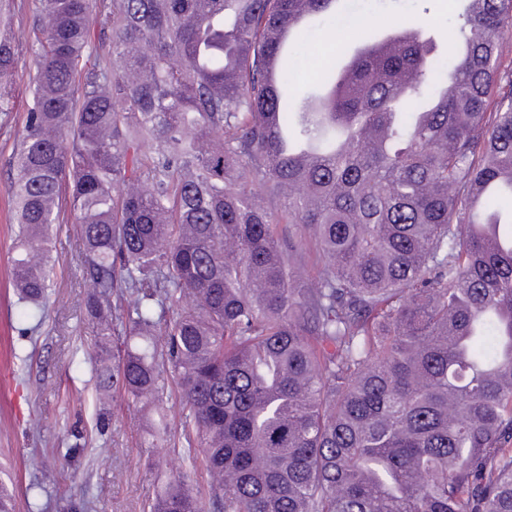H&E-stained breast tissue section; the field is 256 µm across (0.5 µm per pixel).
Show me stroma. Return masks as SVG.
<instances>
[{
    "label": "stroma",
    "mask_w": 512,
    "mask_h": 512,
    "mask_svg": "<svg viewBox=\"0 0 512 512\" xmlns=\"http://www.w3.org/2000/svg\"><path fill=\"white\" fill-rule=\"evenodd\" d=\"M463 8L464 0H336L335 15L315 21L293 49V87L300 95L310 91L321 69L344 66L363 32L385 36L396 16L430 36L436 54L453 56L450 31ZM29 102L28 71L21 68L12 109L0 112V483L15 495L17 512H28L33 501L37 512H60L67 499L87 490L96 498L94 512H148L160 486L181 469L188 445L179 438L150 447L156 414L120 395L98 421L95 364L83 333L87 288L73 225L51 230L54 271L45 310H28L9 286L14 133ZM80 436L84 453L65 458Z\"/></svg>",
    "instance_id": "stroma-1"
}]
</instances>
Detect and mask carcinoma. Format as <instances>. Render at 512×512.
I'll list each match as a JSON object with an SVG mask.
<instances>
[{
    "instance_id": "obj_1",
    "label": "carcinoma",
    "mask_w": 512,
    "mask_h": 512,
    "mask_svg": "<svg viewBox=\"0 0 512 512\" xmlns=\"http://www.w3.org/2000/svg\"><path fill=\"white\" fill-rule=\"evenodd\" d=\"M335 2L37 0L0 38V112L31 71L12 287L47 301L69 213L101 399L178 380L199 452L150 512H512V0H469L450 59L399 17L292 94L281 29Z\"/></svg>"
}]
</instances>
